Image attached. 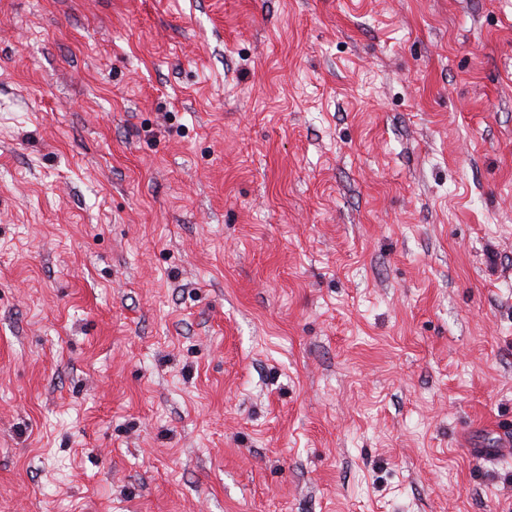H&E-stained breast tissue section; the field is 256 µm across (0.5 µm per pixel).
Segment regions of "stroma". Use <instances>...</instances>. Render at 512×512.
Masks as SVG:
<instances>
[{
    "label": "stroma",
    "instance_id": "35a3bbf8",
    "mask_svg": "<svg viewBox=\"0 0 512 512\" xmlns=\"http://www.w3.org/2000/svg\"><path fill=\"white\" fill-rule=\"evenodd\" d=\"M512 0H0V512H512Z\"/></svg>",
    "mask_w": 512,
    "mask_h": 512
}]
</instances>
